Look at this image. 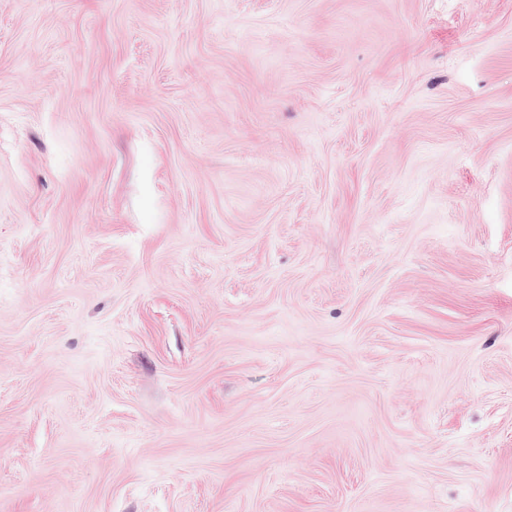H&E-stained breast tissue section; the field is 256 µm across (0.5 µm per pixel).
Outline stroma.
Masks as SVG:
<instances>
[{"label": "stroma", "mask_w": 512, "mask_h": 512, "mask_svg": "<svg viewBox=\"0 0 512 512\" xmlns=\"http://www.w3.org/2000/svg\"><path fill=\"white\" fill-rule=\"evenodd\" d=\"M0 512H512V0H0Z\"/></svg>", "instance_id": "obj_1"}]
</instances>
